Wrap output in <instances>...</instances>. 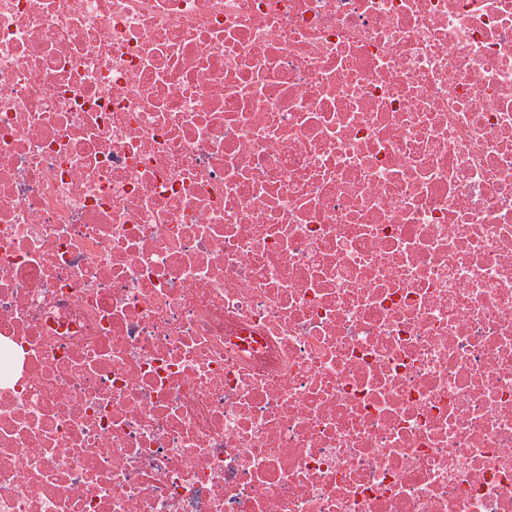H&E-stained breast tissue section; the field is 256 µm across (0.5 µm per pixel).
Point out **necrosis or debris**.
<instances>
[{"instance_id": "4bbe7bcc", "label": "necrosis or debris", "mask_w": 512, "mask_h": 512, "mask_svg": "<svg viewBox=\"0 0 512 512\" xmlns=\"http://www.w3.org/2000/svg\"><path fill=\"white\" fill-rule=\"evenodd\" d=\"M0 512H512V0H0Z\"/></svg>"}]
</instances>
